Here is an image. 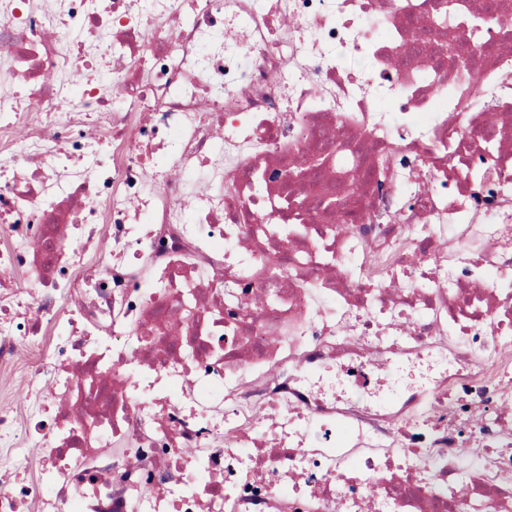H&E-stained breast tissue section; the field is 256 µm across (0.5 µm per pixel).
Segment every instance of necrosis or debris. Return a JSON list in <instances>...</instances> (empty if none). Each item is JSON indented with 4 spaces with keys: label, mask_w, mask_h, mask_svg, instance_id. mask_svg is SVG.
I'll return each instance as SVG.
<instances>
[{
    "label": "necrosis or debris",
    "mask_w": 512,
    "mask_h": 512,
    "mask_svg": "<svg viewBox=\"0 0 512 512\" xmlns=\"http://www.w3.org/2000/svg\"><path fill=\"white\" fill-rule=\"evenodd\" d=\"M0 371V512H512V0H0Z\"/></svg>",
    "instance_id": "1"
}]
</instances>
